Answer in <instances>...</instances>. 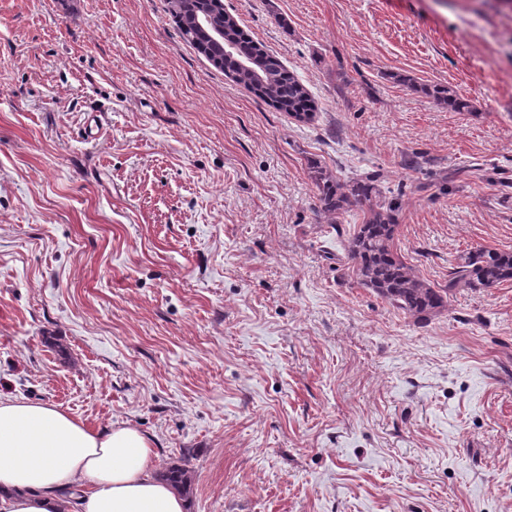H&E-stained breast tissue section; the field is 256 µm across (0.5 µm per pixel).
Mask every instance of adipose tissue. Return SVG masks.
<instances>
[{
    "instance_id": "ef3b65f1",
    "label": "adipose tissue",
    "mask_w": 512,
    "mask_h": 512,
    "mask_svg": "<svg viewBox=\"0 0 512 512\" xmlns=\"http://www.w3.org/2000/svg\"><path fill=\"white\" fill-rule=\"evenodd\" d=\"M127 424L91 428L58 406L0 397V512H186Z\"/></svg>"
}]
</instances>
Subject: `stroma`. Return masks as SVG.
I'll list each match as a JSON object with an SVG mask.
<instances>
[{
  "instance_id": "stroma-1",
  "label": "stroma",
  "mask_w": 512,
  "mask_h": 512,
  "mask_svg": "<svg viewBox=\"0 0 512 512\" xmlns=\"http://www.w3.org/2000/svg\"><path fill=\"white\" fill-rule=\"evenodd\" d=\"M224 6L313 122L168 0H0V395L137 427L189 512H512V282L416 321L356 283L360 218L311 179L406 185L395 246L429 284L512 251V0ZM198 0H169L171 14L183 37L195 46L199 53L205 55L216 67L223 69L232 81L249 88L256 97L288 114L310 115L313 118L314 102L304 85L282 65L275 57L268 54L263 47L254 42L243 31L239 20L224 8L223 0H208L205 5L212 19L213 27L224 29V39L231 40L235 47L234 58L248 55L259 62L255 66L263 76L262 83H255L252 73L236 66L234 58L226 56L219 64L217 52L211 48L208 34L195 25V13L199 12ZM410 88L416 92H423L424 94L434 98L436 101L440 103H444L448 105V108L457 111L464 112L470 110V103L460 98L457 93L446 86H419L415 83H410Z\"/></svg>"
}]
</instances>
